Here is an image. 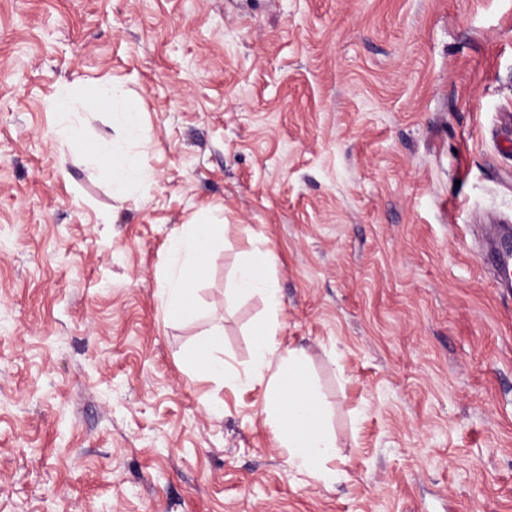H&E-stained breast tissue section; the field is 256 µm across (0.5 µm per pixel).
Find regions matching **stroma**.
Masks as SVG:
<instances>
[{
    "instance_id": "35a3bbf8",
    "label": "stroma",
    "mask_w": 512,
    "mask_h": 512,
    "mask_svg": "<svg viewBox=\"0 0 512 512\" xmlns=\"http://www.w3.org/2000/svg\"><path fill=\"white\" fill-rule=\"evenodd\" d=\"M118 82L62 124L53 101ZM128 146L113 195L60 129ZM227 226L186 311L170 244ZM512 0H0V512H512ZM307 353L336 480L248 379L253 246ZM238 378L194 375L213 326ZM96 90L101 98L112 105L113 115L133 131L138 125L137 113L131 107L126 91L119 84H97ZM486 258L495 270L498 278L511 281L512 284V253L497 240L486 250Z\"/></svg>"
}]
</instances>
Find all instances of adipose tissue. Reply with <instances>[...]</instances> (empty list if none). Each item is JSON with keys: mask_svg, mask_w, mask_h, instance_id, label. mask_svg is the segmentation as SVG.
Returning <instances> with one entry per match:
<instances>
[{"mask_svg": "<svg viewBox=\"0 0 512 512\" xmlns=\"http://www.w3.org/2000/svg\"><path fill=\"white\" fill-rule=\"evenodd\" d=\"M82 147L90 157L109 167L113 192L125 193L131 185L145 180L144 171L121 145L95 140ZM223 231L222 222L207 215L186 225L174 237L167 284L161 294L170 314L184 311L193 290L194 275ZM233 291L240 296L263 295L270 311L278 309L277 290L258 253H251L239 267ZM274 336V329L268 326L259 332L252 352L251 376L269 381L265 411L275 441L285 449L290 467L315 474L326 482L335 481L336 473L328 463L336 455V437L327 426L317 390L302 380L307 355L299 348H280Z\"/></svg>", "mask_w": 512, "mask_h": 512, "instance_id": "obj_1", "label": "adipose tissue"}]
</instances>
